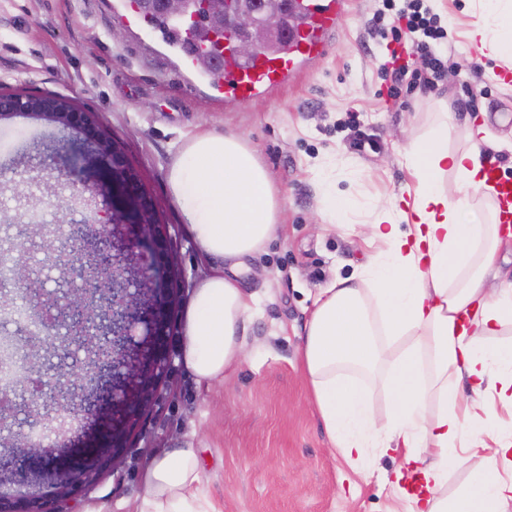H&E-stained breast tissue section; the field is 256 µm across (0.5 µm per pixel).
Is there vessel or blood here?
<instances>
[{"label": "vessel or blood", "instance_id": "b4317fda", "mask_svg": "<svg viewBox=\"0 0 512 512\" xmlns=\"http://www.w3.org/2000/svg\"><path fill=\"white\" fill-rule=\"evenodd\" d=\"M346 6V0H296L300 24L276 52L243 60L225 50L224 67L213 78L216 96L231 104L288 86L306 65L329 54L328 35L338 26Z\"/></svg>", "mask_w": 512, "mask_h": 512}]
</instances>
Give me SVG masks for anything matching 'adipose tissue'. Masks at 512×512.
Instances as JSON below:
<instances>
[{
    "label": "adipose tissue",
    "mask_w": 512,
    "mask_h": 512,
    "mask_svg": "<svg viewBox=\"0 0 512 512\" xmlns=\"http://www.w3.org/2000/svg\"><path fill=\"white\" fill-rule=\"evenodd\" d=\"M485 13L467 40L480 54L512 65V0H481ZM440 119L405 149L415 179L407 208L372 203L367 239L385 250L377 263L319 289L301 335V364L324 432L346 461L365 451H403L422 481L403 493L406 512H512V280L497 266L502 201L482 173L492 133L468 122L466 148H448ZM451 176L453 190L442 187ZM172 198L198 252L213 271L186 311L180 361L197 384L211 385L240 361L250 298L236 280L245 258L276 238L277 201L256 154L242 138L207 130L191 137L167 175ZM483 200L491 223L467 221ZM390 362L392 408L377 417L359 376ZM469 446L479 462L456 495L440 490ZM195 448H169L147 463L135 512H214L201 492Z\"/></svg>",
    "instance_id": "ef3b65f1"
}]
</instances>
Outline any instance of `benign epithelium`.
<instances>
[{"label": "benign epithelium", "instance_id": "7a95c632", "mask_svg": "<svg viewBox=\"0 0 512 512\" xmlns=\"http://www.w3.org/2000/svg\"><path fill=\"white\" fill-rule=\"evenodd\" d=\"M147 12L187 21L208 38L233 40L236 53L248 59L287 37L299 19L291 6L265 8L254 0L240 9L229 0H143ZM31 115L76 134L60 156L73 193L72 199L90 204L84 193L89 185L80 177V164L91 151L110 161L108 182L112 192L128 194L134 214L117 200L103 203L96 219L73 224L66 232L41 233L42 242L29 235L28 225H16L15 240L23 252H42L64 266L56 287L47 290L30 266L13 261L12 277L0 281V293L14 296L22 291L29 318L38 323L17 326L11 340L23 356L24 372L0 389V434L13 438L9 453L31 461L12 465L1 460L0 482L27 485L33 465L50 478L62 494L73 492L74 479L90 487L97 468L84 463L79 476L58 471V465L76 452L44 443L40 411L64 408L57 435L79 436L110 415L107 428L116 439L122 419L115 410L146 393L153 375L169 371L172 357L156 349L166 335L165 291L159 278L168 256L146 250L147 241L166 232L157 223L150 197L134 181L110 132L90 112H80L63 96H41L0 91V120ZM48 355L57 385L47 394L42 376L35 375V359Z\"/></svg>", "mask_w": 512, "mask_h": 512}]
</instances>
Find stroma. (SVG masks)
<instances>
[{
  "mask_svg": "<svg viewBox=\"0 0 512 512\" xmlns=\"http://www.w3.org/2000/svg\"><path fill=\"white\" fill-rule=\"evenodd\" d=\"M112 2L0 0V90L62 95L94 113L167 226L153 249L172 257L163 277L179 288L160 341L175 363L132 412L110 467L79 498L80 512L103 502L112 512H134L143 463L182 446L198 448L203 489L218 512H402L393 484L399 453L371 449L367 468L357 469L328 441L302 374L300 335L318 289L383 250L329 226L326 182L361 201L408 196L415 182L403 146L428 134L438 113L451 112L458 130L448 147L464 149L465 115L452 100L470 85L485 94L478 113L487 127L512 141V82L490 79L497 62L466 38L476 0H424L447 23L438 49L456 67L435 91L414 92L402 104L389 99L383 50L367 34L381 0H349L325 59L288 88L229 107L166 57L157 29L123 23ZM352 112L373 147H350L342 124ZM207 129L255 149L275 190L280 229L240 274L253 298L242 334L247 355L223 381L201 387L177 356L187 306L210 265L169 193L167 173L185 140ZM59 138L54 125L27 115L0 121V246L12 244L19 220L37 231L90 219L51 160Z\"/></svg>",
  "mask_w": 512,
  "mask_h": 512,
  "instance_id": "1",
  "label": "stroma"
}]
</instances>
